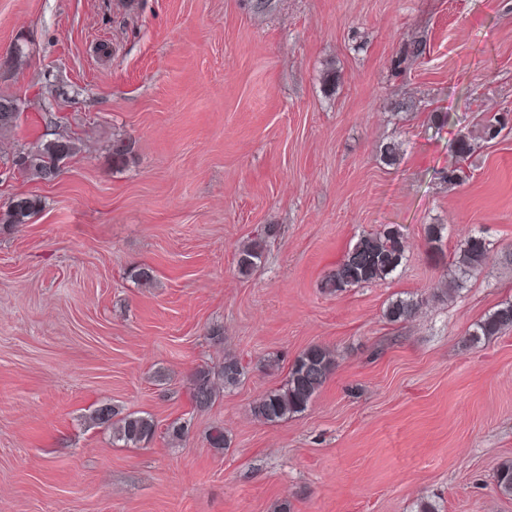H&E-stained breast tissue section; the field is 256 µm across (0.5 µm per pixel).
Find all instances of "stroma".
Masks as SVG:
<instances>
[{
    "instance_id": "stroma-1",
    "label": "stroma",
    "mask_w": 512,
    "mask_h": 512,
    "mask_svg": "<svg viewBox=\"0 0 512 512\" xmlns=\"http://www.w3.org/2000/svg\"><path fill=\"white\" fill-rule=\"evenodd\" d=\"M415 40L425 57L404 56ZM0 94L21 103L0 203L42 200L0 224V512H512L492 484L512 459V328L468 341L512 302V130L462 184L439 178L461 136L512 114V0H0ZM59 135L81 150L55 182L13 168ZM120 136L135 152L117 166ZM387 224L406 238L398 269L325 288ZM471 235L484 264L434 298ZM259 236L261 263L239 274ZM400 297L422 305L395 323ZM316 344L336 369L309 408L255 420ZM227 354L244 379L194 409L192 373ZM104 403L188 433L113 443ZM42 209V201L35 195L18 194L0 207V224H26Z\"/></svg>"
}]
</instances>
